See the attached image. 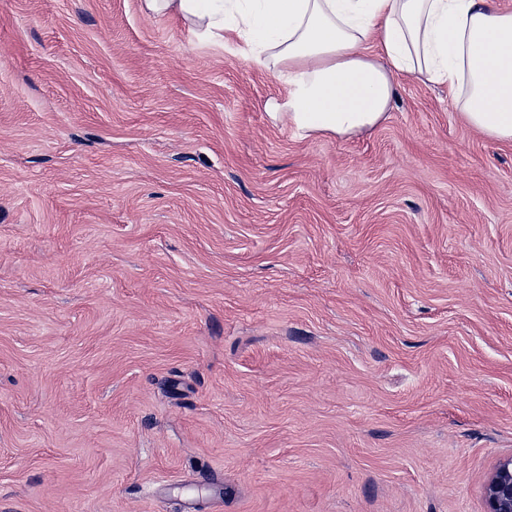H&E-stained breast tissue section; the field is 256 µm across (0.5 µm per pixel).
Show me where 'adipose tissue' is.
I'll return each mask as SVG.
<instances>
[{
	"mask_svg": "<svg viewBox=\"0 0 512 512\" xmlns=\"http://www.w3.org/2000/svg\"><path fill=\"white\" fill-rule=\"evenodd\" d=\"M143 8L235 44L244 62L286 83L271 118L300 138L375 128L395 76L410 73L447 85L470 127L512 142V13L492 0H143Z\"/></svg>",
	"mask_w": 512,
	"mask_h": 512,
	"instance_id": "1",
	"label": "adipose tissue"
}]
</instances>
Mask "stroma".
Instances as JSON below:
<instances>
[{"mask_svg":"<svg viewBox=\"0 0 512 512\" xmlns=\"http://www.w3.org/2000/svg\"><path fill=\"white\" fill-rule=\"evenodd\" d=\"M142 0H0V512H486L512 143L349 138Z\"/></svg>","mask_w":512,"mask_h":512,"instance_id":"1","label":"stroma"}]
</instances>
